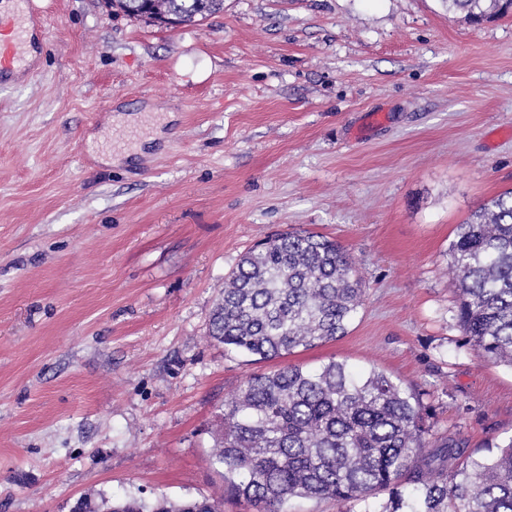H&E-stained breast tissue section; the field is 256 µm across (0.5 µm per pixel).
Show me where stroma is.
I'll list each match as a JSON object with an SVG mask.
<instances>
[{"label":"stroma","mask_w":512,"mask_h":512,"mask_svg":"<svg viewBox=\"0 0 512 512\" xmlns=\"http://www.w3.org/2000/svg\"><path fill=\"white\" fill-rule=\"evenodd\" d=\"M0 89V512L223 497L209 465L252 373L336 360L423 393L466 455L512 437V368L457 326V224L512 188V15L442 0H224L158 26L31 0ZM335 239L364 306L343 338L251 362L208 334L267 236ZM448 11L464 13L465 19L479 23L484 19H492L508 14L512 8V0H444ZM13 32L15 33L14 41L2 47V64L0 66V85L9 82L14 75L15 68L24 65L26 59V45L35 44L33 34L25 27V20L13 18L10 20ZM30 34L29 40L27 36Z\"/></svg>","instance_id":"35a3bbf8"}]
</instances>
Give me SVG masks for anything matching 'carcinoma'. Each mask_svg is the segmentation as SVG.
<instances>
[{
  "mask_svg": "<svg viewBox=\"0 0 512 512\" xmlns=\"http://www.w3.org/2000/svg\"><path fill=\"white\" fill-rule=\"evenodd\" d=\"M160 24L200 22L224 0H108ZM478 23L512 0H444ZM457 324L483 358L512 366V189L458 225L448 248ZM364 291L338 242L317 232L277 233L248 249L224 277L209 336L224 349L271 361L348 333ZM429 408L414 389L371 369L330 361L250 374L224 402L209 463L255 512H288L294 497L364 505L362 512H512V437L448 473L463 455L454 435L430 441ZM388 492L383 503L376 501ZM219 498L162 496L80 501L79 512H222Z\"/></svg>",
  "mask_w": 512,
  "mask_h": 512,
  "instance_id": "obj_1",
  "label": "carcinoma"
}]
</instances>
